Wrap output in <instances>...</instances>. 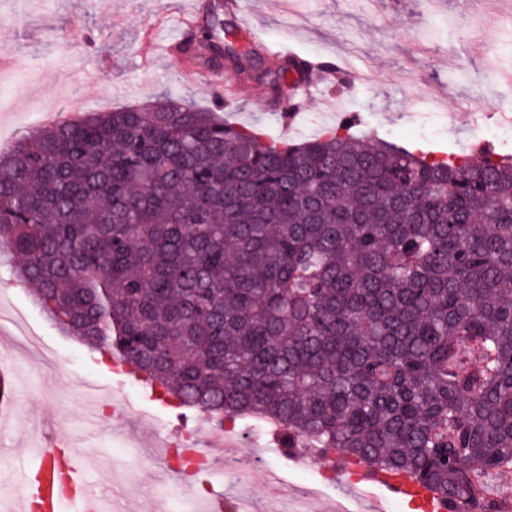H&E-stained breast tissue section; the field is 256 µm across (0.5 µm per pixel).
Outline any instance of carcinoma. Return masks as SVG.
<instances>
[{"label":"carcinoma","mask_w":512,"mask_h":512,"mask_svg":"<svg viewBox=\"0 0 512 512\" xmlns=\"http://www.w3.org/2000/svg\"><path fill=\"white\" fill-rule=\"evenodd\" d=\"M206 0L179 49L253 52ZM330 129L291 143L162 93L0 155V252L47 316L179 406L503 512L512 469V160Z\"/></svg>","instance_id":"cac0c4a2"}]
</instances>
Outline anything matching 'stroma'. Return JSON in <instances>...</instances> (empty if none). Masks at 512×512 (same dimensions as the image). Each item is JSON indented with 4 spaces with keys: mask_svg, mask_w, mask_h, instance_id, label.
<instances>
[{
    "mask_svg": "<svg viewBox=\"0 0 512 512\" xmlns=\"http://www.w3.org/2000/svg\"><path fill=\"white\" fill-rule=\"evenodd\" d=\"M241 6L224 14L239 31V45L262 51L286 44L297 55L357 72L350 83L324 81L302 103V112L325 113L328 126L357 113L359 135L444 152L481 140L493 113L512 102V23L491 20L507 9L506 0H241ZM197 7L198 0H0V54L13 60L0 72V152L35 127L164 91L212 106L213 90L197 78L203 62L173 49ZM248 23L256 37L242 36ZM238 83L244 93L225 106L227 121L295 142L315 138L298 125L283 131L264 80L243 76ZM424 124L436 125L438 134L417 135ZM12 266L0 259V313L20 321L11 335L17 365L39 362L45 370L44 382L18 390V427L35 424L39 440H70L93 465L87 477L94 491L127 512H154L165 496L190 507L189 489L166 481L168 464L154 445L192 432L208 448L196 410L164 404L146 387L133 392L130 371L61 331ZM88 387L99 397H128L123 416L96 415L82 396ZM236 427L237 453L264 455L267 467L243 489L225 473L223 453L210 451L214 492L233 500L249 495L254 512L290 501L304 484H323L318 512H333L348 494L346 458H337L326 480L318 470L293 468L271 433L255 432L248 422Z\"/></svg>",
    "mask_w": 512,
    "mask_h": 512,
    "instance_id": "35a3bbf8",
    "label": "stroma"
}]
</instances>
